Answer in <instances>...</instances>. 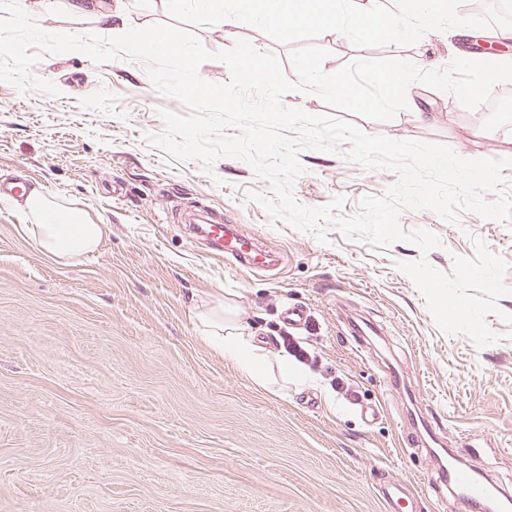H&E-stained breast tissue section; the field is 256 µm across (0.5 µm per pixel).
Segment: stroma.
<instances>
[{"label": "stroma", "instance_id": "stroma-1", "mask_svg": "<svg viewBox=\"0 0 512 512\" xmlns=\"http://www.w3.org/2000/svg\"><path fill=\"white\" fill-rule=\"evenodd\" d=\"M34 16L49 32L113 34L92 15L41 8ZM192 31L214 52L248 40L297 78L291 45L253 26ZM316 43L329 52L328 73L420 56L444 70L460 46L452 30L406 46L360 47L325 34ZM33 73L58 92L24 94L0 82V184L41 186L105 233L91 256L57 264L21 234L22 211L0 201V512H386L380 483L452 458L488 484L492 501L512 493V324L503 319L512 294L487 318L497 342L479 348L441 331L397 267L424 257L452 273L479 239L512 266L511 225L406 210L402 228L431 231L441 247L424 256L399 242L380 252L332 225L322 243L271 222L249 199L269 185L245 161L172 165L147 143L164 128L160 110H190L159 93L142 62L66 53L44 56ZM407 102L391 120L355 123L370 135L445 144L465 159L512 157V126L484 130L482 108L420 82ZM419 112L431 121H416ZM300 159L293 192L308 207L340 196L343 214H356L395 180L340 152L309 149ZM191 200L276 252V275L241 270L192 242L178 219ZM217 293L239 308L273 363L282 308L304 305L309 324L297 335L317 358L314 384L257 386L202 344L194 308ZM353 316L380 325L374 347L350 335ZM389 369L398 390L383 383ZM338 377L352 396L336 392ZM374 404L380 418L364 423L361 409ZM428 413L455 444L427 458L399 439Z\"/></svg>", "mask_w": 512, "mask_h": 512}]
</instances>
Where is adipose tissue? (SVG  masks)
Instances as JSON below:
<instances>
[{"mask_svg":"<svg viewBox=\"0 0 512 512\" xmlns=\"http://www.w3.org/2000/svg\"><path fill=\"white\" fill-rule=\"evenodd\" d=\"M51 3L74 13L97 14L101 21L115 24L127 47L143 51L138 29L126 25L119 7L113 6L110 0H51ZM22 209L29 221L20 230L47 260L65 264L96 252L104 227L89 221L77 208L57 203L33 188L25 194ZM196 319L205 343L255 384L264 385L267 363L264 348L240 322L237 310L225 306L223 294L201 303Z\"/></svg>","mask_w":512,"mask_h":512,"instance_id":"obj_1","label":"adipose tissue"}]
</instances>
